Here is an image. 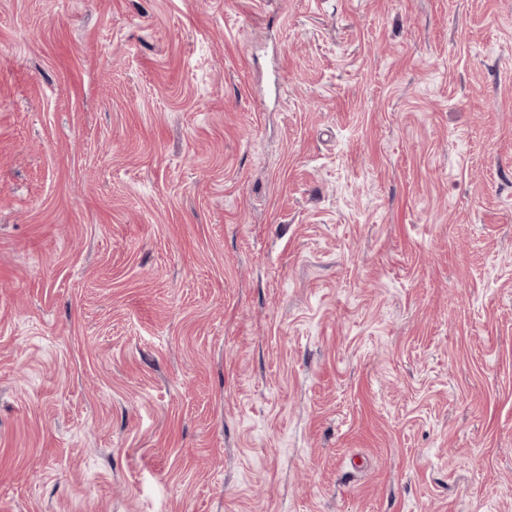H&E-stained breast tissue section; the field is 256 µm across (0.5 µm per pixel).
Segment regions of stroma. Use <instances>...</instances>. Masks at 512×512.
<instances>
[{
    "label": "stroma",
    "mask_w": 512,
    "mask_h": 512,
    "mask_svg": "<svg viewBox=\"0 0 512 512\" xmlns=\"http://www.w3.org/2000/svg\"><path fill=\"white\" fill-rule=\"evenodd\" d=\"M0 512H512V0H0Z\"/></svg>",
    "instance_id": "obj_1"
}]
</instances>
